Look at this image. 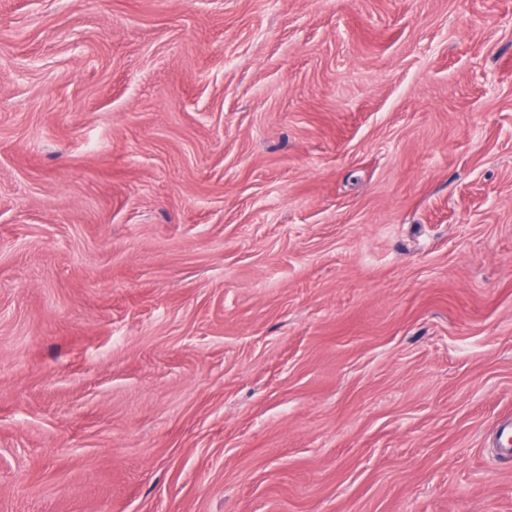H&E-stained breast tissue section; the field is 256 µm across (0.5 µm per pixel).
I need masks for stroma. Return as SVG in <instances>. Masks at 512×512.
I'll list each match as a JSON object with an SVG mask.
<instances>
[{
  "instance_id": "stroma-1",
  "label": "stroma",
  "mask_w": 512,
  "mask_h": 512,
  "mask_svg": "<svg viewBox=\"0 0 512 512\" xmlns=\"http://www.w3.org/2000/svg\"><path fill=\"white\" fill-rule=\"evenodd\" d=\"M512 0H0V512H512Z\"/></svg>"
}]
</instances>
